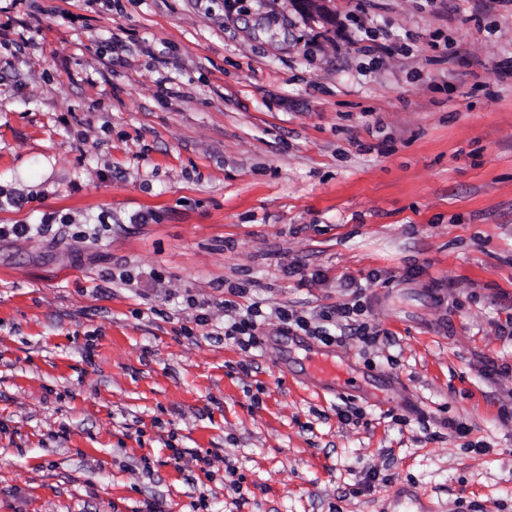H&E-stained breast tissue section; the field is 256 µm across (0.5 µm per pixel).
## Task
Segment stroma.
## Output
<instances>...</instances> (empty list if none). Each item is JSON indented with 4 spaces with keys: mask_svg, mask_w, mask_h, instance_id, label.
Instances as JSON below:
<instances>
[{
    "mask_svg": "<svg viewBox=\"0 0 512 512\" xmlns=\"http://www.w3.org/2000/svg\"><path fill=\"white\" fill-rule=\"evenodd\" d=\"M38 4L0 31V226L33 227L0 239V512H512V0ZM356 298L370 346L276 315ZM234 321L225 331V335L228 336H248L247 340L239 338L240 343L244 348L252 347L256 343V332L258 330V317H261L258 305L256 303L251 304L245 310V314H238L234 318L230 316ZM308 370L316 386L345 392L355 388L357 379L341 362L327 354L308 357Z\"/></svg>",
    "mask_w": 512,
    "mask_h": 512,
    "instance_id": "35a3bbf8",
    "label": "stroma"
}]
</instances>
